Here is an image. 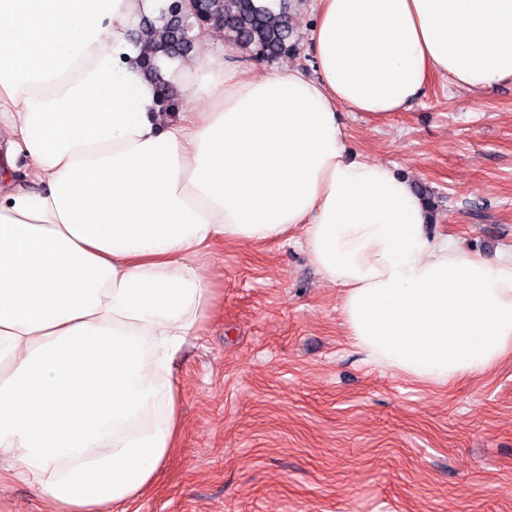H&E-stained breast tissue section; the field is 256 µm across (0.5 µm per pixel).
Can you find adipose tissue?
I'll list each match as a JSON object with an SVG mask.
<instances>
[{
    "label": "adipose tissue",
    "mask_w": 512,
    "mask_h": 512,
    "mask_svg": "<svg viewBox=\"0 0 512 512\" xmlns=\"http://www.w3.org/2000/svg\"><path fill=\"white\" fill-rule=\"evenodd\" d=\"M149 0H0V484L112 512L174 447L176 355L220 243L301 231L369 362L438 385L512 352V256L430 231L340 108L400 112L432 75L512 82V0H318L298 66L162 62L210 101L159 111L128 40Z\"/></svg>",
    "instance_id": "1"
}]
</instances>
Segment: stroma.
<instances>
[{"mask_svg": "<svg viewBox=\"0 0 512 512\" xmlns=\"http://www.w3.org/2000/svg\"><path fill=\"white\" fill-rule=\"evenodd\" d=\"M340 120L427 190L438 234L512 252V82L435 75L404 111ZM209 262L213 310L173 362L180 434L126 512H512V353L444 387L366 363L297 232ZM0 512L55 508L9 483Z\"/></svg>", "mask_w": 512, "mask_h": 512, "instance_id": "obj_1", "label": "stroma"}]
</instances>
